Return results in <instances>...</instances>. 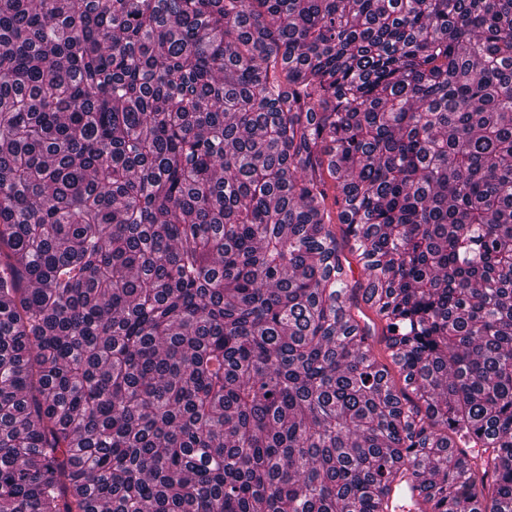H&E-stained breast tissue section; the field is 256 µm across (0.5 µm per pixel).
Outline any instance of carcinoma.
<instances>
[{
	"label": "carcinoma",
	"instance_id": "1",
	"mask_svg": "<svg viewBox=\"0 0 512 512\" xmlns=\"http://www.w3.org/2000/svg\"><path fill=\"white\" fill-rule=\"evenodd\" d=\"M462 506L512 512V0H0V512ZM325 176H326L327 188H328L327 203H328L329 209L331 211V218H332L333 224H335L337 238L342 245L344 255L347 257V260H349L351 262V268L353 270V281H359V282L363 283L362 272H361L359 266L356 264V262L354 260H352L351 256L348 253V249L345 245V241H344L345 227L343 224H339V221H338L337 213L339 211V209H338L339 206L334 205V197L339 196V188L334 179L329 178L327 175H325ZM339 199H340V196H339Z\"/></svg>",
	"mask_w": 512,
	"mask_h": 512
}]
</instances>
